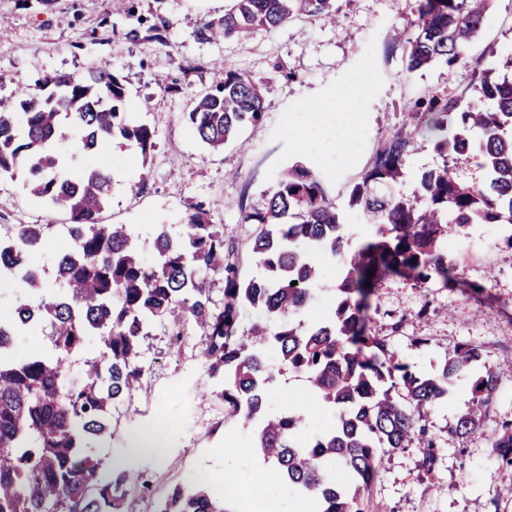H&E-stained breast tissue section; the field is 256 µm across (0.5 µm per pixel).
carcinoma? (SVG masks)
<instances>
[{"label":"carcinoma","instance_id":"carcinoma-1","mask_svg":"<svg viewBox=\"0 0 512 512\" xmlns=\"http://www.w3.org/2000/svg\"><path fill=\"white\" fill-rule=\"evenodd\" d=\"M493 0H417L414 18L397 31L407 43L410 72L436 61L452 68L468 56ZM336 21L333 0H228L224 15L203 23L204 42L276 28L301 16ZM413 29L416 36L406 37ZM264 80L224 73L196 97L187 121L207 146L224 148L240 128L263 117ZM46 95L20 92L23 118L0 112V177L26 172L27 195L69 212L72 246L57 261L54 291L31 262L49 235L44 224H17L0 236V274L19 291L11 314L0 319V512H125L129 496L149 489L144 472L112 466L103 477L89 442L112 433V416L139 389L145 368L141 345L158 320L181 345L184 323L205 334L202 363L218 380L214 396L227 414L252 428V448L270 464V480L310 504V512H367L365 495L378 474L380 454L402 450L422 436L425 417L457 380H470L471 405L449 431L466 437L481 430L512 361L491 363L484 347L463 342L448 351L432 375L418 374L367 332L365 311L373 286L387 277L424 285L460 284L456 259L441 247L451 225L512 223V80L495 69L475 71L461 95L429 92L409 107L405 128L391 137L355 183L349 205L359 206L375 230L347 258L332 319L297 320L321 277L320 258L336 257L347 239L342 216L320 178L297 162L278 180L262 211H242L257 225L248 248L263 275L242 282L229 261L224 227L203 205H189L185 231L158 227L155 260L148 264L125 224H102L115 183L101 169L73 177L55 145L62 129L79 132L86 155L114 138L130 142L147 163L155 131L124 111L123 79L99 67L58 75ZM466 107H461L462 102ZM420 132L435 141L442 166L422 172L413 189L403 182L405 156ZM477 159L483 183L459 179L454 165ZM373 277H368V274ZM224 281V304L211 297V277ZM297 285H292V282ZM267 315L247 339L238 336L240 309ZM51 328V350L15 353L33 323ZM95 336L102 350L85 360L81 379L70 361ZM275 347L278 366L268 362ZM302 374L322 408L336 420L309 435L306 417L287 406L268 407L280 369ZM499 463L512 467V422L492 441ZM341 464L346 482H336ZM232 492L199 479L176 484L157 512H236Z\"/></svg>","mask_w":512,"mask_h":512}]
</instances>
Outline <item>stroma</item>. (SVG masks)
<instances>
[{"label":"stroma","instance_id":"obj_1","mask_svg":"<svg viewBox=\"0 0 512 512\" xmlns=\"http://www.w3.org/2000/svg\"><path fill=\"white\" fill-rule=\"evenodd\" d=\"M227 0H0V18L10 23L0 38V106H19V91L44 78L99 66L123 77L126 111L155 130L156 147L149 160L128 142L115 139L89 156L77 155L70 169L78 176L97 168L117 182L101 214L106 224H127L144 243L158 225L179 235L188 205L200 203L212 223L223 225L224 241L239 245L232 257L241 279L260 273L243 244L254 231L242 210L263 209L280 176L300 162L321 179L328 199L346 225L348 249L357 248L372 228L363 213L349 207L354 183L371 167L376 154L402 123L406 105L430 90L453 95L468 88L478 68L512 76V0H494L482 30L473 40L469 59L455 68L437 63L407 71L402 44L393 31L416 8V0H336L338 17L291 19L280 27L200 43L193 36L205 20L221 17ZM159 26L161 39L147 30ZM232 71L265 79L264 116L240 129L223 150L213 151L186 120L194 95ZM167 78L160 88L155 76ZM362 82L361 150L339 164L336 114L342 94ZM321 102L322 112L308 118L305 106ZM295 116L291 130L284 120ZM305 130L317 149L304 151L298 130ZM145 179L139 195L124 191L129 180ZM22 176L0 178V235L17 224H47L52 232L32 261L43 279L54 282L58 255L66 248L63 230L68 213L26 195ZM498 224L452 228L444 245L458 260L463 288L440 280L416 286L400 278L379 282L369 298L367 327L385 337L400 362L419 374L434 373L449 349L461 342L484 346L490 362L512 360V250L505 247ZM316 297L303 319L314 322L329 314L336 301L341 261L326 258ZM201 330L185 325L181 350L170 347L167 325L156 322L142 343L145 374L141 390L114 413L111 436L92 442L104 464L122 457L135 429L167 423L163 457L146 456L138 467L150 490L133 495L128 512H156L177 483L214 480L232 470L240 487L254 484L259 458L237 455L251 445L241 422L227 418L214 397L216 381L200 363ZM471 399L468 381H460L428 413L425 424L436 440L431 469L422 462L426 444L382 454L379 473L367 495L368 512H512V467L499 464L491 437L512 421V380L504 382L484 418L481 432L460 438L448 431Z\"/></svg>","mask_w":512,"mask_h":512}]
</instances>
